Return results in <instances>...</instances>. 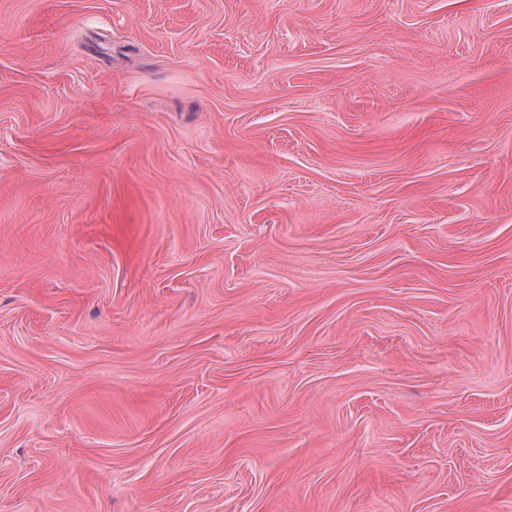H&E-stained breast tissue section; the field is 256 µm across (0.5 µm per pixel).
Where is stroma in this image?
<instances>
[{
	"label": "stroma",
	"instance_id": "obj_1",
	"mask_svg": "<svg viewBox=\"0 0 512 512\" xmlns=\"http://www.w3.org/2000/svg\"><path fill=\"white\" fill-rule=\"evenodd\" d=\"M0 512H512V0H0Z\"/></svg>",
	"mask_w": 512,
	"mask_h": 512
}]
</instances>
